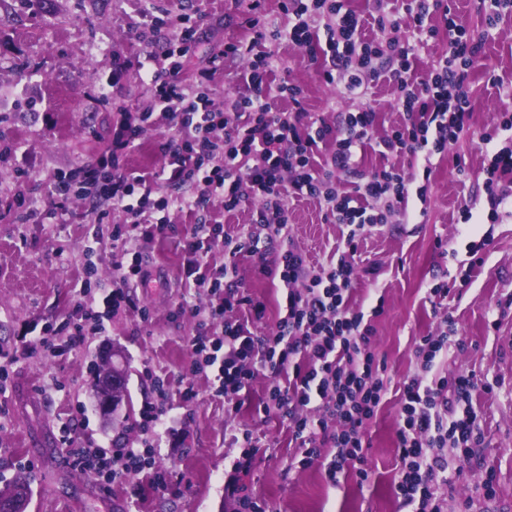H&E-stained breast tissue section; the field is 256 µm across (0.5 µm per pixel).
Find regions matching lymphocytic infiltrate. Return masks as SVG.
Wrapping results in <instances>:
<instances>
[{
	"instance_id": "1",
	"label": "lymphocytic infiltrate",
	"mask_w": 512,
	"mask_h": 512,
	"mask_svg": "<svg viewBox=\"0 0 512 512\" xmlns=\"http://www.w3.org/2000/svg\"><path fill=\"white\" fill-rule=\"evenodd\" d=\"M323 8L334 19L326 41L329 56L321 70L323 81L340 86L351 99L361 97L368 83L383 76L396 88V106L403 119L383 135L375 133L377 114L372 107L346 113L335 126L305 109L299 85L285 77L275 84L269 81L271 55L261 50L262 41L285 38L314 47L317 35L311 18ZM283 9L287 29L271 32L259 20L249 21L251 38L226 44L223 52L212 55L194 87L182 85L179 73L207 14L199 10L182 15L176 51L166 53L165 63H158L150 52L140 63L155 110L124 113L111 144V157L117 162L134 148L146 126L163 117L177 130L175 139L160 146L163 167L135 175L117 165L108 171L90 163L61 173L55 185L59 200L45 214L63 219L64 200L74 194L104 199L128 218L112 235L120 276L101 305L77 310L69 334V343L75 346L87 333L105 331L111 313L125 302L127 288L146 284L149 271L141 243L163 233L173 205L188 209L195 222L184 238L183 274L206 288L214 301L209 323L199 324L191 340L189 372L195 376L214 372V396L234 411L240 406L239 394L257 377H265L259 408L281 415L302 449L301 467L321 464L335 486L350 477L362 483L368 479L366 431L382 404L386 385L385 366L373 351L375 329L353 303L358 240L366 228L387 223L389 216L407 206L410 196L425 199L426 185L418 184V176L405 174L397 160L407 155L422 159V174L431 175L434 158L468 130L470 80L483 65V43L470 36L444 0H410L404 23L414 39L405 43L363 35L367 25L381 32L399 27L402 22L395 19L391 0H372L366 15L346 0H285ZM443 32L448 35V52L422 74H415L420 52ZM244 56L250 64L243 91L223 107H214L209 81L223 72L228 59ZM385 57L394 63L387 73L379 65ZM504 132L509 139L502 144L498 138ZM371 144L381 147L387 165L362 174L352 191L337 189L329 172L354 170L358 153ZM480 147L490 157L483 185L488 218L494 222L512 206V116L484 134ZM164 186L176 189L177 197L161 194ZM308 198L323 202L334 222L348 229L335 263L316 274L296 247L259 250L251 242L226 236L223 225L208 217L217 199L228 212L254 202L258 209L253 228L266 237L281 238L288 230L289 200ZM217 242L223 243L228 258L249 253L262 272L279 276L287 285L286 314L271 334L258 335L236 319V312L244 310L251 319L262 320L267 306L229 278L227 265L207 262V253ZM443 324L437 334L420 338L415 355L423 374L404 382L399 393L400 467L393 492L411 512H444L442 490L449 481L443 450L452 446L465 456L480 440L476 414L457 410L459 403L470 401L478 379L471 374L432 373L437 358L460 343L453 317L445 316ZM315 395L323 403V415L314 420L302 410ZM164 416L162 405L142 408L140 426L152 440L140 448L116 440L107 448H91L71 436L64 442L76 464L103 485L142 474L163 489L168 476L155 466L152 441L161 435ZM327 446L333 453L326 459L322 450Z\"/></svg>"
}]
</instances>
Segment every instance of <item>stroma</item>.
I'll return each instance as SVG.
<instances>
[{
    "label": "stroma",
    "mask_w": 512,
    "mask_h": 512,
    "mask_svg": "<svg viewBox=\"0 0 512 512\" xmlns=\"http://www.w3.org/2000/svg\"><path fill=\"white\" fill-rule=\"evenodd\" d=\"M250 0H156L166 10L163 24H142V0H35L24 8L19 0H0V95L7 97L0 114V147H33L37 163L28 176L15 173L14 158H0V485L16 470L31 472L27 512H236L237 499L224 491L236 476L264 512H408L392 491L399 469L395 431L399 405L395 391L418 375L414 347L419 337L434 332L440 318L426 301L427 288L460 276L472 256L483 257L470 283L450 298L463 348H449L436 372L471 373L490 383L491 392L476 390L472 405L481 418V439L473 454L461 457L448 449L446 512H512V214L498 223L487 220L482 170L488 159L479 138L503 113L512 114V16L488 36L483 53L494 66L501 86L487 82L484 70L472 77L471 130L450 144L436 160L425 199L410 198L406 213L365 231L358 248L361 274L353 296L364 313L383 304L373 315L374 352L384 360L387 400L372 421L368 440L370 481L341 486L327 482L321 468H301L298 443L289 442L278 414L255 411L246 399L238 413L228 414L224 401L212 394L213 382L196 377L200 392L183 402L182 379L191 361L193 313L181 312L189 302L206 311L209 299L183 283L182 239L191 219L173 212L162 235L147 245L144 262L151 273L147 285L127 291L129 302L113 311L105 332L87 337L82 345L43 347L32 340L45 325L62 327L79 306L102 300L112 290L119 270L110 243L124 213L104 201L69 199L75 216L65 224H50L34 216L17 217V199L31 197L42 205L58 172L106 155L121 114L152 109L153 101L141 78L138 59L144 52L162 53L176 46L178 18L197 10L209 13L204 35L184 57L181 77L192 84L213 51L231 40L248 38L245 21ZM100 45L90 54V45ZM280 72L304 90L308 111L339 121L359 103L340 97L336 87L319 76L322 59H311L304 48L272 42ZM174 128H146L137 148L127 157L131 170H153L163 158L162 143ZM465 156L467 171L458 175L456 156ZM469 207L470 221L460 210ZM347 229L326 215L315 199L290 202L288 235L306 254L311 266L328 267ZM446 249H438L437 241ZM91 266V291L79 277ZM237 277L267 303L259 334L274 330L286 313L288 288L264 275L247 256L238 260ZM148 320H141V313ZM120 350L127 384L116 418L102 415L94 391L93 366ZM168 380L165 406L175 438L155 443L159 468L173 486L152 489L138 477L111 486L96 483L76 468L62 443L65 433L85 443L105 446L124 437L130 447L141 445L140 410L152 397L147 373ZM250 428L259 439L255 465L236 474L239 449L227 437ZM495 473V494L485 499L482 482Z\"/></svg>",
    "instance_id": "stroma-1"
}]
</instances>
